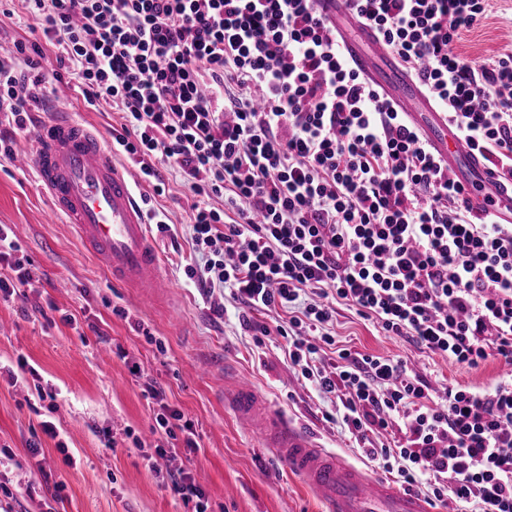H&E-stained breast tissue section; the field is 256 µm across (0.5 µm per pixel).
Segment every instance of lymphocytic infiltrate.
<instances>
[{"mask_svg":"<svg viewBox=\"0 0 512 512\" xmlns=\"http://www.w3.org/2000/svg\"><path fill=\"white\" fill-rule=\"evenodd\" d=\"M88 102L125 123L114 148L145 180L178 170L196 194L201 264L245 329L288 340L360 454L406 490L512 512V375L432 396L404 361L338 350L316 364L337 305L388 336L476 368L512 365V225L474 208L421 132L347 64L311 0H19ZM471 151L512 177V53L471 64L452 46L489 0H346ZM24 46L0 53V107L24 129L46 78ZM285 313L275 329L251 315ZM400 424L402 443L373 434Z\"/></svg>","mask_w":512,"mask_h":512,"instance_id":"1","label":"lymphocytic infiltrate"}]
</instances>
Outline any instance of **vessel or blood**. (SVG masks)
<instances>
[{"mask_svg": "<svg viewBox=\"0 0 512 512\" xmlns=\"http://www.w3.org/2000/svg\"><path fill=\"white\" fill-rule=\"evenodd\" d=\"M317 11L336 28L342 51L354 71L378 87L417 127L448 165L466 160L474 182V207L512 223V185L505 186L448 125L443 109L377 38L351 18L345 0H314ZM38 181L48 191L50 216L73 224L99 266L113 281L139 289L151 306L167 279L149 234L147 218L130 167L118 166L100 137L69 113L36 123L30 131ZM224 404L246 420L252 436L275 449L303 477L325 512H433L419 497L401 492L322 448L288 418L268 407L245 377H235Z\"/></svg>", "mask_w": 512, "mask_h": 512, "instance_id": "vessel-or-blood-1", "label": "vessel or blood"}]
</instances>
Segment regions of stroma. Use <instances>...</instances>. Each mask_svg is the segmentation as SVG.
Instances as JSON below:
<instances>
[{
    "instance_id": "35a3bbf8",
    "label": "stroma",
    "mask_w": 512,
    "mask_h": 512,
    "mask_svg": "<svg viewBox=\"0 0 512 512\" xmlns=\"http://www.w3.org/2000/svg\"><path fill=\"white\" fill-rule=\"evenodd\" d=\"M42 42L17 0H0V52ZM455 51L475 64L512 52V0H492L487 18L463 34ZM27 110L31 123L56 110L72 113L108 143L123 123L120 106L88 103L64 70L49 96ZM0 136L11 148L0 153V226L18 246L15 259L39 277L35 287L0 298V365L31 368L16 384L0 379V452L9 453L0 459V512H193L167 480L183 466L182 455L152 432L164 402L198 435L192 472L208 512H323L304 481L225 407L222 391L233 376H248L274 409L359 465L363 459L341 423V402L302 380L283 338L260 342L242 329L228 290L206 293L186 277L185 266L201 261L190 238L199 197L180 174L161 170L159 193L140 184L148 216L169 226L151 234L169 286L147 309L136 289L112 283L72 224L62 217L48 222L49 201L32 167L34 146L6 111ZM67 314L76 325L64 322ZM329 332L335 343L320 351L323 363L335 362L340 348L400 358L435 395L457 383L489 386L503 367L497 358L475 369L453 363L384 335L345 306ZM150 382L164 388V402L145 396ZM44 421L60 436H41L40 452L31 454L28 443ZM147 454L152 464H145Z\"/></svg>"
}]
</instances>
